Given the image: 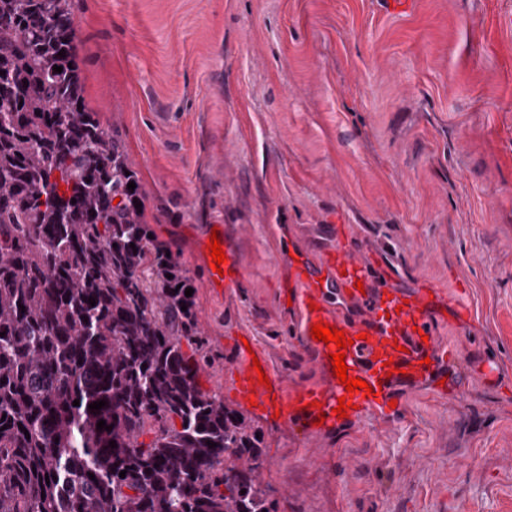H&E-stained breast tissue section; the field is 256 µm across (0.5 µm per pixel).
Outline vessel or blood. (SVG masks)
<instances>
[{"label":"vessel or blood","mask_w":512,"mask_h":512,"mask_svg":"<svg viewBox=\"0 0 512 512\" xmlns=\"http://www.w3.org/2000/svg\"><path fill=\"white\" fill-rule=\"evenodd\" d=\"M226 263L221 272H210V280L233 287L238 263L233 249H226ZM377 264L339 247L324 251L320 261H300L295 268L299 283L290 294L296 315L288 327L290 342L311 353L324 372L322 384L286 391L282 375L274 361L263 350L241 351L240 364L233 372V386L241 401L255 400L265 414L309 426L322 421L324 429L333 430L343 423L361 424L371 416L390 417L396 410L389 402L398 386L429 380L447 361L448 350L431 339L432 324L442 311L462 313L457 303H447L442 292L433 286L414 290L378 288ZM362 304L366 317L357 322L338 310L333 300ZM325 321L344 331L352 344L346 349L345 363L350 376L362 379L375 388L372 396L362 392L347 394L332 371L325 343L313 340L311 326ZM266 373L270 384L259 383V373ZM351 396L353 408L347 419L334 410L338 400Z\"/></svg>","instance_id":"1"}]
</instances>
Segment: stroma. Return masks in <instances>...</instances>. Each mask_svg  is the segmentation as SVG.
Masks as SVG:
<instances>
[{"mask_svg": "<svg viewBox=\"0 0 512 512\" xmlns=\"http://www.w3.org/2000/svg\"><path fill=\"white\" fill-rule=\"evenodd\" d=\"M69 0L84 97L124 146L143 221L195 288L229 384L250 330L288 390L324 378L288 339L284 236L312 258L344 227L401 288L469 307L438 317L452 346L397 416L309 430L255 415L279 512H512V0ZM223 225L235 287L213 288L204 241ZM499 387L478 375L483 352Z\"/></svg>", "mask_w": 512, "mask_h": 512, "instance_id": "stroma-1", "label": "stroma"}]
</instances>
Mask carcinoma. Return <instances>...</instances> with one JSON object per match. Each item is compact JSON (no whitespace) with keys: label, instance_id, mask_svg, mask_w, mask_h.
Listing matches in <instances>:
<instances>
[{"label":"carcinoma","instance_id":"1","mask_svg":"<svg viewBox=\"0 0 512 512\" xmlns=\"http://www.w3.org/2000/svg\"><path fill=\"white\" fill-rule=\"evenodd\" d=\"M142 196L68 0H0V512H278L262 429L199 383L191 279Z\"/></svg>","mask_w":512,"mask_h":512}]
</instances>
